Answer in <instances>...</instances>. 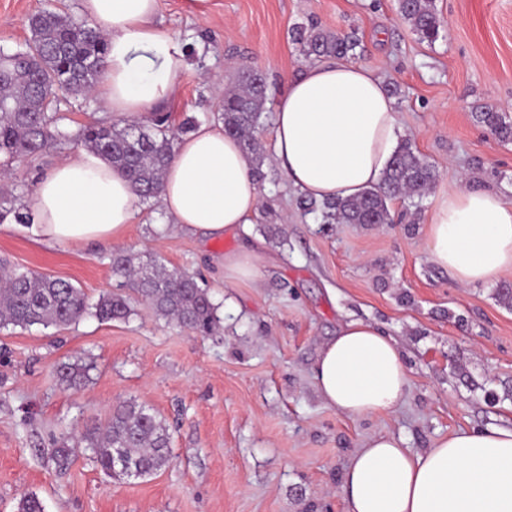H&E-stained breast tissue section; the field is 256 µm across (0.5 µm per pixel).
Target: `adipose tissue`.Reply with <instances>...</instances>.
<instances>
[{
  "instance_id": "adipose-tissue-1",
  "label": "adipose tissue",
  "mask_w": 512,
  "mask_h": 512,
  "mask_svg": "<svg viewBox=\"0 0 512 512\" xmlns=\"http://www.w3.org/2000/svg\"><path fill=\"white\" fill-rule=\"evenodd\" d=\"M158 7L159 0H81L83 16L107 38L93 95L116 116L134 118L170 98L186 66L156 21ZM400 133L381 77L342 58L304 66L274 102L275 161L313 201L379 184ZM137 202L121 171L79 148L38 180L29 230L47 245L117 243ZM160 204L179 231L218 238L245 230L260 194L240 142L220 124L180 137ZM426 252L465 286L512 271V200L466 183L440 188ZM315 381L326 404L351 418L393 413L409 388L396 340L362 321L342 325L324 344ZM339 491L346 512H512V427L461 430L420 452L400 436H371L345 467Z\"/></svg>"
}]
</instances>
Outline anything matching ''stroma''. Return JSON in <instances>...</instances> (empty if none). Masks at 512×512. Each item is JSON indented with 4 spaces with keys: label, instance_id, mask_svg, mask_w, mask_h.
<instances>
[{
    "label": "stroma",
    "instance_id": "1",
    "mask_svg": "<svg viewBox=\"0 0 512 512\" xmlns=\"http://www.w3.org/2000/svg\"><path fill=\"white\" fill-rule=\"evenodd\" d=\"M444 30L420 40L397 0H209L205 15L184 0H159L158 19L184 50L172 130L186 117L213 125L221 94L241 70L263 73L269 98L308 64L291 38L298 26L355 33V62L380 75L403 138L438 171L512 200V141L477 122L491 105L512 121V0H434ZM54 6L79 16L81 0H0V48L30 36L32 15ZM62 131L110 120L95 98L59 96ZM258 138L261 204L247 227L268 257L250 281L225 279L214 256L237 238L210 242L173 230L160 205L139 204L119 246H47L13 225L0 228V258L70 281L91 299L112 291L115 248L196 273L219 306L222 327L197 336L132 302L127 320L87 317L64 327H0V512L38 496L44 512H345L336 487L352 454L376 434L424 450L461 429L512 427V307L501 289L512 272L460 285L425 249L433 200L390 202L388 224H327L309 211L273 160V114ZM52 143L40 156L7 162L24 203L38 177L70 153ZM392 336L409 373L406 401L385 416L349 418L328 407L314 379L323 344L348 321ZM91 365L71 389L62 364ZM168 424L171 461L146 479L116 480L89 450L57 464L63 441L104 421L124 400Z\"/></svg>",
    "mask_w": 512,
    "mask_h": 512
}]
</instances>
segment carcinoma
<instances>
[{"instance_id": "cac0c4a2", "label": "carcinoma", "mask_w": 512, "mask_h": 512, "mask_svg": "<svg viewBox=\"0 0 512 512\" xmlns=\"http://www.w3.org/2000/svg\"><path fill=\"white\" fill-rule=\"evenodd\" d=\"M401 18L422 40L434 41L442 21L433 0H398ZM31 37L13 51L0 49V156L32 157L50 141L68 134L58 126L60 117L52 104L60 92L86 97L100 80L106 63L107 43L100 29L84 19L44 9L29 19ZM293 41L316 59L347 57L357 47L348 33L316 27H297ZM266 84L263 75L249 70L237 86L224 93L218 119L224 132L237 138L254 157L253 174L264 179L263 159L255 138L265 111ZM476 118L497 139L512 141V122L491 105L480 108ZM74 139L94 154L121 169L142 202L158 199L165 171L173 155L175 134L168 117L156 113L151 123L137 119L121 123H87ZM434 166L411 140H403L385 170L381 182L363 194L321 203L323 218L330 224H371L390 216L388 202L422 199L436 180ZM29 224L32 213L21 203L17 189L0 186V224ZM112 272L121 279L119 288L94 303L71 282L25 267H0V326L26 328L67 326L90 316L102 322L120 321L131 314L130 295L153 313L199 336L214 334L221 318L218 306L195 275H177L152 257L129 251L112 254ZM130 287L132 294L124 291ZM90 364H68L61 380L76 388L88 379ZM81 442L92 451L101 468L113 474L112 456L122 451L140 476H150L168 465L170 433L154 410L134 400L112 408L105 424L85 429Z\"/></svg>"}]
</instances>
